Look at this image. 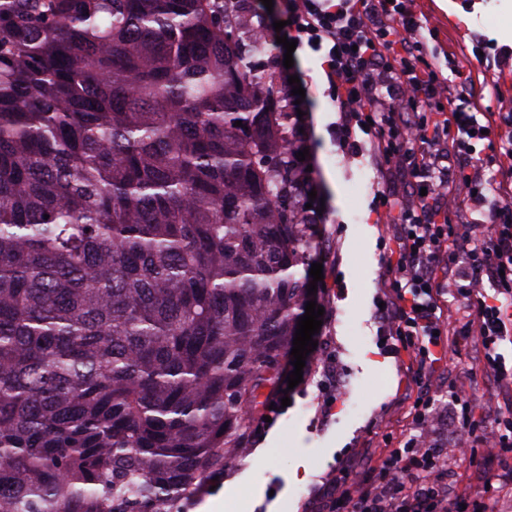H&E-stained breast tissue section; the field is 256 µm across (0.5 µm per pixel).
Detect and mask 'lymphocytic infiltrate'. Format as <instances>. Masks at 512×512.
<instances>
[{"label": "lymphocytic infiltrate", "mask_w": 512, "mask_h": 512, "mask_svg": "<svg viewBox=\"0 0 512 512\" xmlns=\"http://www.w3.org/2000/svg\"><path fill=\"white\" fill-rule=\"evenodd\" d=\"M282 31L258 18L265 39L286 34L324 52L328 92L343 114L339 142L348 153L366 127L375 155L418 190L380 191L389 217L393 257L381 282L383 311L397 351L429 394L407 415V434L381 453L370 474H343L331 484L328 512H457L459 495L448 470L456 449L480 452L484 477L495 495L512 488V419L502 417L500 397L512 392V368L499 351L512 335V137L503 151L478 156L473 146L494 125L512 127L511 112L477 114L445 110L448 83L424 53L423 25L415 0H284ZM468 207L488 223L451 224ZM475 343L494 389L483 398L482 424L456 381L449 405L460 433L454 446L441 435L445 408L434 378L446 343Z\"/></svg>", "instance_id": "1"}]
</instances>
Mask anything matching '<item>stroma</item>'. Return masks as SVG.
I'll return each mask as SVG.
<instances>
[{"label": "stroma", "mask_w": 512, "mask_h": 512, "mask_svg": "<svg viewBox=\"0 0 512 512\" xmlns=\"http://www.w3.org/2000/svg\"><path fill=\"white\" fill-rule=\"evenodd\" d=\"M486 0H418L417 9L435 28L425 50L440 70L454 52L461 70L477 75L474 84L449 79L445 108L473 99L483 109L499 111L512 100L506 77L512 74V0H496L499 22H489ZM255 20H247L237 37L254 74L267 76L283 60L274 42L251 52ZM297 59L311 76L306 95L311 112L305 145L317 193L308 214L306 263L323 265V279L311 299L323 307V324L314 351L323 366L316 380H303L288 393L291 404L280 410L260 406L249 421V442L224 469L223 482L206 491L189 512H212L214 501H228L235 512H326L333 478L341 471L358 477L373 466L387 441L400 438L404 418L421 386L407 356L397 355L378 311L385 293L389 247L387 219L374 203L385 182L370 153L343 154L336 135L337 106L326 95L322 53L304 47ZM475 345L450 355L446 376L463 381L475 420H482V397L491 389L481 374Z\"/></svg>", "instance_id": "obj_1"}]
</instances>
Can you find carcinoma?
I'll return each instance as SVG.
<instances>
[{"label": "carcinoma", "instance_id": "1", "mask_svg": "<svg viewBox=\"0 0 512 512\" xmlns=\"http://www.w3.org/2000/svg\"><path fill=\"white\" fill-rule=\"evenodd\" d=\"M237 25L0 0V512H187L277 382L306 225Z\"/></svg>", "mask_w": 512, "mask_h": 512}]
</instances>
